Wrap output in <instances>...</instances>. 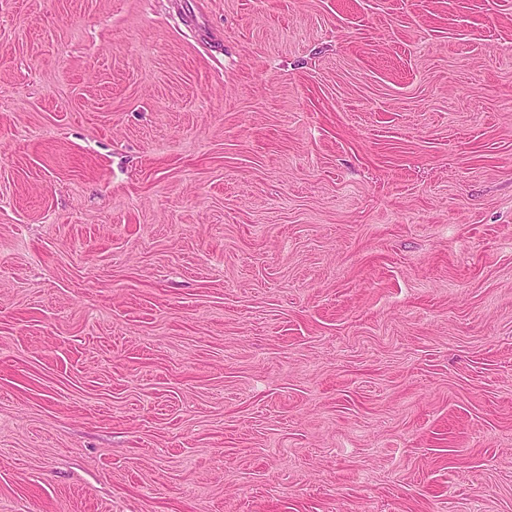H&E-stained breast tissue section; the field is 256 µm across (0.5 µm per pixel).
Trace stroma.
Masks as SVG:
<instances>
[{
    "label": "stroma",
    "mask_w": 512,
    "mask_h": 512,
    "mask_svg": "<svg viewBox=\"0 0 512 512\" xmlns=\"http://www.w3.org/2000/svg\"><path fill=\"white\" fill-rule=\"evenodd\" d=\"M0 512H512V0H0Z\"/></svg>",
    "instance_id": "35a3bbf8"
}]
</instances>
